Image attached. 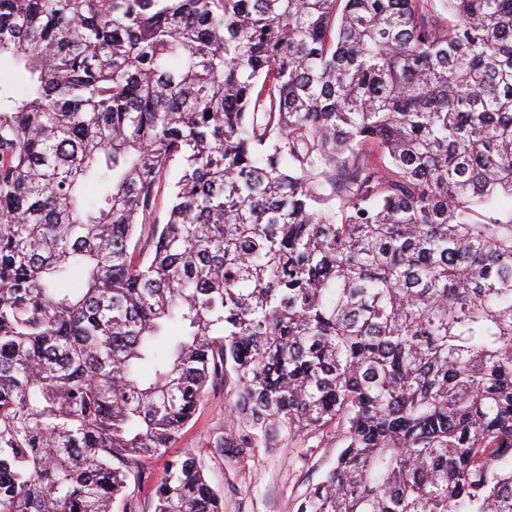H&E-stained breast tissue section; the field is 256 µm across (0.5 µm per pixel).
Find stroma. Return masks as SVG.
Masks as SVG:
<instances>
[{"label": "stroma", "instance_id": "35a3bbf8", "mask_svg": "<svg viewBox=\"0 0 512 512\" xmlns=\"http://www.w3.org/2000/svg\"><path fill=\"white\" fill-rule=\"evenodd\" d=\"M226 404L225 392L209 395L179 434L175 450H194L212 485L223 494L224 512H297L306 490L321 479L339 452L335 437L317 436L305 444L283 439L240 456H221L209 440L233 428Z\"/></svg>", "mask_w": 512, "mask_h": 512}]
</instances>
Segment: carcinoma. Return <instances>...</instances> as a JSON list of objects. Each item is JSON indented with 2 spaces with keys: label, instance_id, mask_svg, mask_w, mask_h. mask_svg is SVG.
I'll return each instance as SVG.
<instances>
[{
  "label": "carcinoma",
  "instance_id": "obj_1",
  "mask_svg": "<svg viewBox=\"0 0 512 512\" xmlns=\"http://www.w3.org/2000/svg\"><path fill=\"white\" fill-rule=\"evenodd\" d=\"M503 196L512 0H0V512H223L229 383L297 512H512ZM227 392L231 393L230 385L208 396L171 452L194 450L212 485L223 494L224 512H297L306 490L321 479L339 452L336 438L324 434L305 444L283 439L272 448L261 445L240 456H220L208 445L215 433L233 430L225 409Z\"/></svg>",
  "mask_w": 512,
  "mask_h": 512
}]
</instances>
